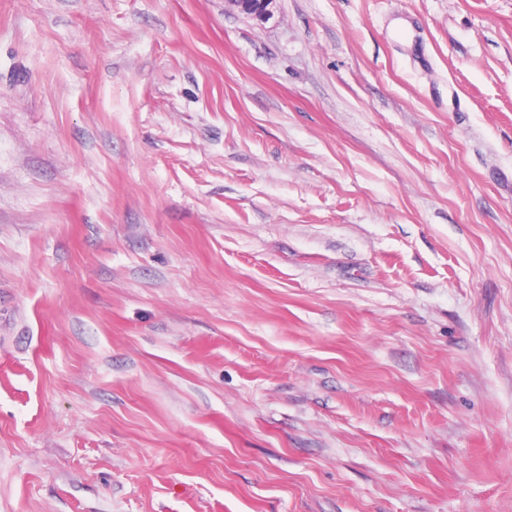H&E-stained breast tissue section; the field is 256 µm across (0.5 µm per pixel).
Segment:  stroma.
Returning <instances> with one entry per match:
<instances>
[{"mask_svg":"<svg viewBox=\"0 0 512 512\" xmlns=\"http://www.w3.org/2000/svg\"><path fill=\"white\" fill-rule=\"evenodd\" d=\"M0 512H512V0H0ZM232 2L241 11L260 22H266L273 16V12L270 9L274 2L273 0H233Z\"/></svg>","mask_w":512,"mask_h":512,"instance_id":"obj_1","label":"stroma"}]
</instances>
